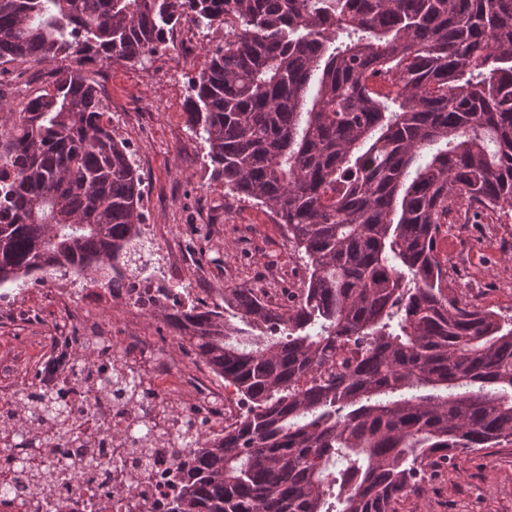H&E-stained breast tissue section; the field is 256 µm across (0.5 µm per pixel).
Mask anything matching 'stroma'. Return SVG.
Instances as JSON below:
<instances>
[{
	"instance_id": "35a3bbf8",
	"label": "stroma",
	"mask_w": 512,
	"mask_h": 512,
	"mask_svg": "<svg viewBox=\"0 0 512 512\" xmlns=\"http://www.w3.org/2000/svg\"><path fill=\"white\" fill-rule=\"evenodd\" d=\"M223 31H205L181 18L168 48L141 64L85 60L43 64L0 62V102L21 111L47 88L60 66L92 80L142 177L143 237L159 246L149 272H171L175 288L212 302L227 288L262 291L275 307H287L289 287H302L305 271L285 226L263 207L228 193L214 176L208 148L187 123L190 85L205 67ZM436 254L448 267L457 295L512 315V219L490 224H447ZM83 279L44 286H16L0 302V370L23 380L35 368L50 328L62 335L96 322L112 336H160L174 373L193 369L191 349H179L171 329L132 303H82ZM398 512H512V443L461 454L436 470L421 491L400 500Z\"/></svg>"
}]
</instances>
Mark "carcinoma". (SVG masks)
Here are the masks:
<instances>
[{
	"instance_id": "1",
	"label": "carcinoma",
	"mask_w": 512,
	"mask_h": 512,
	"mask_svg": "<svg viewBox=\"0 0 512 512\" xmlns=\"http://www.w3.org/2000/svg\"><path fill=\"white\" fill-rule=\"evenodd\" d=\"M186 13L228 29L187 123L224 188L287 226L303 288L285 312L247 287L150 305L238 395L220 436L141 407L130 355L103 375L79 336L73 388L119 457L173 449L166 512H397L434 468L512 443V317L459 298L435 252L463 205L512 217V0H0V60L141 64ZM0 112V287L142 279L141 175L91 80L60 69ZM16 395L0 448L92 444L53 392ZM25 465L45 490L54 459Z\"/></svg>"
}]
</instances>
